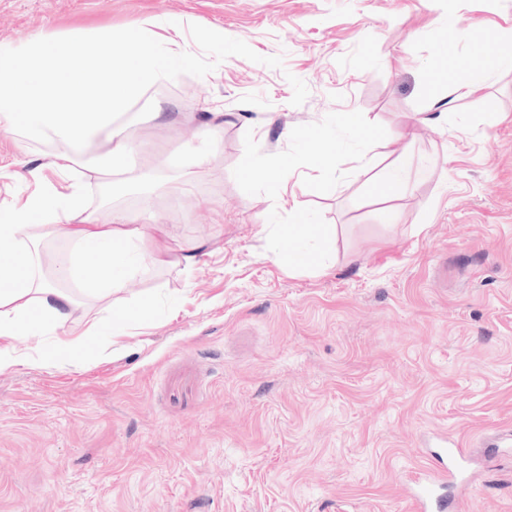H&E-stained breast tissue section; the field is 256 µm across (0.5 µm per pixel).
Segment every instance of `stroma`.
<instances>
[{"instance_id": "stroma-1", "label": "stroma", "mask_w": 512, "mask_h": 512, "mask_svg": "<svg viewBox=\"0 0 512 512\" xmlns=\"http://www.w3.org/2000/svg\"><path fill=\"white\" fill-rule=\"evenodd\" d=\"M168 16L194 62L138 104L181 119L132 128L137 162L165 175L202 123L224 137L188 193L113 205L209 252L78 297L57 334L90 353L0 373V512H414L440 435L471 450L453 512H512V447L491 445L512 436V74L415 124L451 62L512 38V0H0V45ZM411 124L429 172L391 223L354 159ZM299 126L337 153L307 166ZM56 149L0 132V208L59 182ZM292 199L337 227L328 274L271 252ZM147 292L152 314L90 335Z\"/></svg>"}]
</instances>
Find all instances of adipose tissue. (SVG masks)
<instances>
[{"label":"adipose tissue","mask_w":512,"mask_h":512,"mask_svg":"<svg viewBox=\"0 0 512 512\" xmlns=\"http://www.w3.org/2000/svg\"><path fill=\"white\" fill-rule=\"evenodd\" d=\"M162 27V38L141 27L34 38L21 50L26 62L22 69L16 65V52L0 46V131L60 143L49 166L65 179L62 186L47 184L25 202L0 209V338L54 334L76 304L74 284H84L92 298L118 295L131 281L165 264L172 249H179L188 264L202 249L199 241L175 244L167 225L141 224L121 210L112 211L108 223H96L85 205L84 179L121 174L129 185L145 180L133 161L128 114L151 87L192 62L189 52L175 48L181 22L168 20ZM476 51L480 62L450 71V97L433 100L437 111H448L451 101L480 95L498 75L512 72L511 41L481 43ZM77 100L93 105L95 114L71 112ZM99 134L106 136L108 149L83 165L90 142ZM222 134V128L206 127L199 145L188 153L185 173L158 181V188L168 194L183 192L190 176L211 164ZM414 136L411 126L384 135V165L369 179L370 200L382 204L392 219L397 216L395 200L413 191ZM63 214L71 220L64 233L58 226ZM289 216L274 252L287 253L292 266L326 273L327 257L336 249L335 226L309 223L296 206ZM61 234L70 251L53 267H45L39 246Z\"/></svg>","instance_id":"adipose-tissue-1"}]
</instances>
